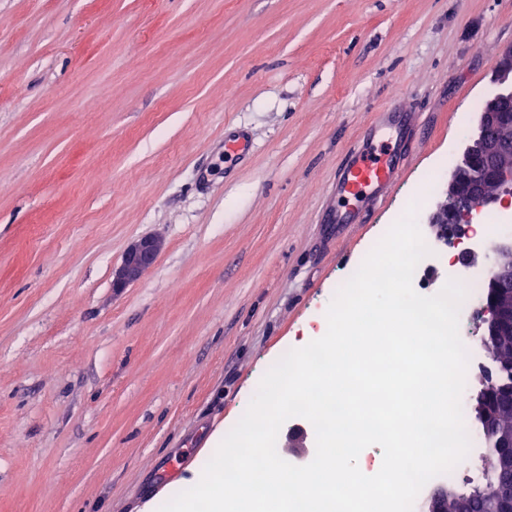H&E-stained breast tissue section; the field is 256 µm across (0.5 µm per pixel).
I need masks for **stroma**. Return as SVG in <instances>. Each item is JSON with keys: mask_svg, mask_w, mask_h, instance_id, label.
<instances>
[{"mask_svg": "<svg viewBox=\"0 0 512 512\" xmlns=\"http://www.w3.org/2000/svg\"><path fill=\"white\" fill-rule=\"evenodd\" d=\"M512 0H0V512H155L459 149ZM395 194L330 224L379 119ZM252 134L223 163L224 131ZM165 248L114 292L127 244ZM280 456L315 455L307 421Z\"/></svg>", "mask_w": 512, "mask_h": 512, "instance_id": "obj_1", "label": "stroma"}]
</instances>
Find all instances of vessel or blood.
Segmentation results:
<instances>
[{
	"mask_svg": "<svg viewBox=\"0 0 512 512\" xmlns=\"http://www.w3.org/2000/svg\"><path fill=\"white\" fill-rule=\"evenodd\" d=\"M393 149V143L388 142L382 144L380 151L351 155L336 179L338 203L329 210L328 223H355L357 215L354 210L347 208L348 200L383 201L392 197L398 184V175L395 165L387 159L386 154Z\"/></svg>",
	"mask_w": 512,
	"mask_h": 512,
	"instance_id": "obj_1",
	"label": "vessel or blood"
}]
</instances>
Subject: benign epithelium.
<instances>
[{
	"label": "benign epithelium",
	"instance_id": "obj_1",
	"mask_svg": "<svg viewBox=\"0 0 512 512\" xmlns=\"http://www.w3.org/2000/svg\"><path fill=\"white\" fill-rule=\"evenodd\" d=\"M494 90L483 101L476 125L465 139L456 166L428 214L427 223L439 228L437 239L445 249L458 246L478 204L512 198V48L492 74ZM165 243L143 236L126 248L112 272V288L120 293L139 281L154 265ZM497 260L487 279L484 305L478 321L480 342L488 366L486 384L469 396L485 439L496 448L500 479L493 491L490 512H512V434L501 428L499 410L512 400V383L492 374L512 373V360L500 354L504 336H512V236L498 238ZM425 512H448V491L438 488L427 499Z\"/></svg>",
	"mask_w": 512,
	"mask_h": 512
}]
</instances>
